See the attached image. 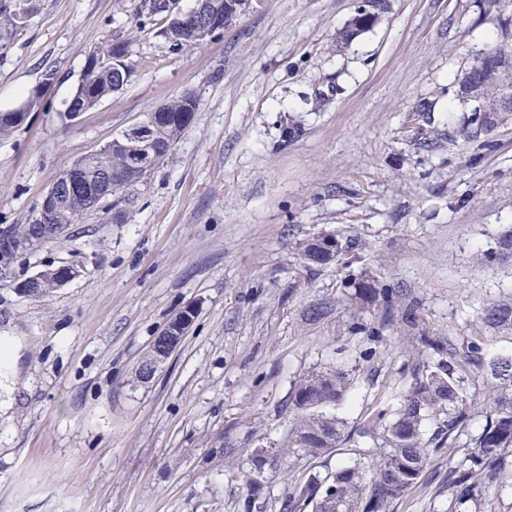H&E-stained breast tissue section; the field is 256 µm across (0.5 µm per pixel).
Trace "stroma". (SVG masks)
I'll use <instances>...</instances> for the list:
<instances>
[{"instance_id":"obj_1","label":"stroma","mask_w":512,"mask_h":512,"mask_svg":"<svg viewBox=\"0 0 512 512\" xmlns=\"http://www.w3.org/2000/svg\"><path fill=\"white\" fill-rule=\"evenodd\" d=\"M361 0H246L202 45L138 33L141 0H26L0 14V112L40 91L28 121L0 138V226L33 223L44 194L89 151L185 93L199 108L167 163L112 205L18 256L0 274V335L23 339L27 390L0 412V512H282L313 474L289 445L288 396L315 369L351 384L335 412L349 426L412 382L414 341L347 330L349 278L403 289L433 333L477 336L485 356L512 334L482 331V307L512 295V258L482 264L512 228V115L491 148L448 140L453 94L477 53L512 47V0H390L353 42ZM128 43L126 85L77 119L65 103L101 42ZM431 111H419L422 102ZM361 245L349 266L312 267L299 245L327 234ZM77 276L31 297L33 273ZM334 315L302 320L312 300ZM192 325L145 383L135 370L187 305ZM436 453L391 512H448Z\"/></svg>"}]
</instances>
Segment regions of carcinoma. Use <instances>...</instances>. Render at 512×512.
<instances>
[{
    "mask_svg": "<svg viewBox=\"0 0 512 512\" xmlns=\"http://www.w3.org/2000/svg\"><path fill=\"white\" fill-rule=\"evenodd\" d=\"M145 20L166 19L161 31L171 45L195 46L187 29L190 13L180 16L163 9L161 0H144ZM389 9L388 0H368L367 12L355 15L342 33L346 42L372 28ZM126 41L102 42L91 53L93 69L83 76L74 96L83 111L95 107L104 98L121 90L127 71L124 57ZM487 116L497 115L501 99L496 82L491 80L481 89ZM163 116L156 120L154 139L158 153L156 165L169 156V140H179L192 125L198 106L181 95L161 106ZM85 181L104 191L112 188V196L141 182L146 174L127 162L123 136L112 140V150L95 157L83 170ZM90 211L66 190L55 205L53 222L77 224ZM354 247L341 245L333 235H322L302 243V258L312 265L346 264V255ZM512 256V229L505 233L499 248L485 252L481 260L492 264ZM353 289L349 295L373 314L358 317L349 327L354 335L378 338L389 328L394 315L421 345L418 360L412 368L409 389L395 398V403L380 409L364 424L348 428L340 418L325 411L338 402L349 385V374L341 369L313 370L296 380L288 397L293 415L288 437L293 446L312 460L325 453L349 446L368 464L356 462L342 465L325 479L314 475L284 503L283 512H390L391 504L416 487L431 457L442 448L456 447L461 436H468L466 453L448 468V501L450 512L474 508L480 512L481 501L512 481V356L486 359L479 340L471 337L459 341L455 336H433L420 328L417 306L406 301V294L374 277L365 276L346 283ZM336 302L318 299L309 303L302 320L314 325L329 317ZM482 324L493 331L512 333V297L493 301L484 307ZM483 379L485 396L481 402L468 397L469 376ZM485 414L481 431L468 434L472 409Z\"/></svg>",
    "mask_w": 512,
    "mask_h": 512,
    "instance_id": "1",
    "label": "carcinoma"
}]
</instances>
